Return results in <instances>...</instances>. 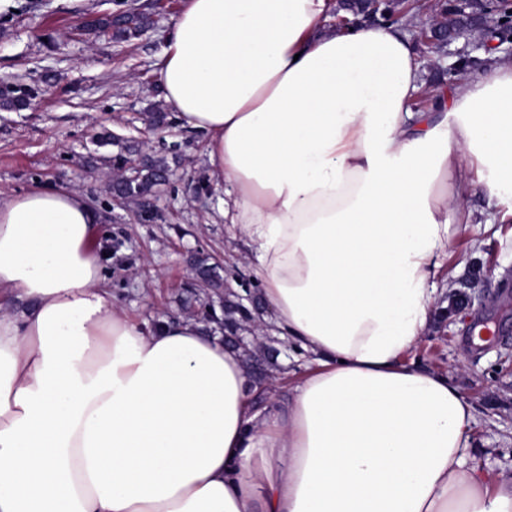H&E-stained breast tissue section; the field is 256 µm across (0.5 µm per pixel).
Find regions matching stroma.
<instances>
[{
	"label": "stroma",
	"mask_w": 512,
	"mask_h": 512,
	"mask_svg": "<svg viewBox=\"0 0 512 512\" xmlns=\"http://www.w3.org/2000/svg\"><path fill=\"white\" fill-rule=\"evenodd\" d=\"M128 4L152 19L132 41L85 30ZM0 12V80L33 92L25 107L0 105V197L38 186L82 193L99 217L96 244L113 293L131 314L197 317L206 302L241 303L251 320L273 319L244 243L230 240L220 210L224 190L208 177L205 133L169 113L158 82L160 56L185 0H13ZM166 115L161 129L148 122ZM164 158L168 179L146 200L113 198L115 158L127 148ZM454 272L434 319L408 360L447 373L473 403L474 456L493 472H512V220L480 247H449ZM217 267L221 291L200 283L196 261Z\"/></svg>",
	"instance_id": "obj_1"
}]
</instances>
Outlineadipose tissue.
<instances>
[{
  "label": "adipose tissue",
  "instance_id": "1",
  "mask_svg": "<svg viewBox=\"0 0 512 512\" xmlns=\"http://www.w3.org/2000/svg\"><path fill=\"white\" fill-rule=\"evenodd\" d=\"M331 8L186 0L159 68L300 380L253 409L240 349L120 304L79 192L0 199V512H512L471 401L404 361L449 245L497 221L471 197L512 192V59L417 110L409 34Z\"/></svg>",
  "mask_w": 512,
  "mask_h": 512
}]
</instances>
